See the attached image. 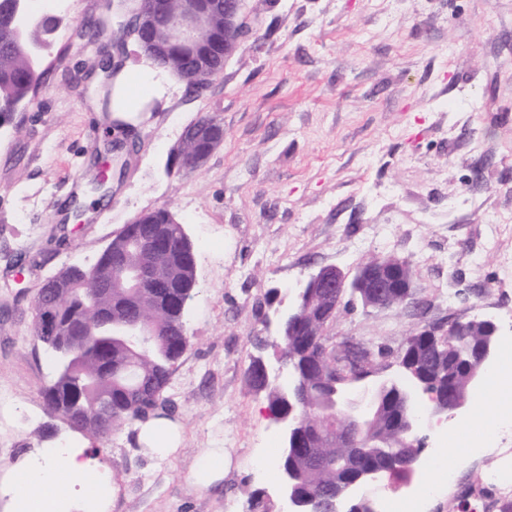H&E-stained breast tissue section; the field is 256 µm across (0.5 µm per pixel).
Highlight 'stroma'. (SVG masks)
<instances>
[{"label":"stroma","mask_w":512,"mask_h":512,"mask_svg":"<svg viewBox=\"0 0 512 512\" xmlns=\"http://www.w3.org/2000/svg\"><path fill=\"white\" fill-rule=\"evenodd\" d=\"M61 15L34 102L0 128V396L11 400L0 408V487L19 463L71 442L107 471L108 512H242L255 493L280 512L283 441L246 372L257 357L276 363L275 309L323 265L351 275L369 256L402 257L425 310L342 307L334 340L396 350L421 326L476 317L512 339V0H273L247 10L250 32L207 90L170 77L118 126L97 69L111 11L69 0ZM203 113L221 122L224 142L198 170H180L174 151ZM91 118L134 150L111 198L68 224L96 148ZM162 206L185 226L197 277L191 341L165 391L180 451L151 457L139 429L100 441L47 406L55 368L34 334V299L46 279L93 265L124 224ZM458 424L428 428L441 463L419 478L449 468L476 483L496 465L512 483L511 463L463 452ZM209 448L228 462L198 491L191 470Z\"/></svg>","instance_id":"obj_1"}]
</instances>
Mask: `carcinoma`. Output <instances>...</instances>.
<instances>
[{
  "instance_id": "cac0c4a2",
  "label": "carcinoma",
  "mask_w": 512,
  "mask_h": 512,
  "mask_svg": "<svg viewBox=\"0 0 512 512\" xmlns=\"http://www.w3.org/2000/svg\"><path fill=\"white\" fill-rule=\"evenodd\" d=\"M16 0H0V127L13 119V105L23 99L34 81L42 79L44 72L38 69L34 57L25 46L43 44L54 34L56 24L30 29L17 40L13 32L16 22L14 12L26 10L25 4L15 5ZM154 38L168 45L163 55L153 56L160 67L172 72L195 70L193 60L175 47L176 36L166 26L160 25ZM194 249L184 225L174 221L166 207L144 214L140 223L126 224L116 232L112 241L99 256L107 265L140 263L144 266L151 296L132 301L124 288L112 289V296L101 297L82 310L83 320L93 331L85 344L76 348L61 361V371L44 390L45 401L57 411L75 431L89 437L101 434L93 421L85 414L103 413V403L112 407V430L132 426L151 416L162 417L158 410L167 407L164 391L176 362L190 343L184 321V312L193 297L196 275L192 266ZM58 297L53 315L64 319L72 308L66 289L80 288L87 294L95 292V282L85 274V269L69 266L51 277ZM108 309L112 320L143 319L150 324L155 335L121 336L119 328L105 324L102 309ZM42 300L35 301V332L37 339L52 355L62 348L60 337L44 333ZM321 344L311 353L304 348L305 337L288 334L279 336L277 347L285 358L284 367L301 384L303 395L297 396L288 384L267 379L253 360L247 369V377L254 389L266 394L271 413L277 414L293 408L300 415L302 437L299 447H284L276 460L278 472H297L296 493L316 502L321 512L333 507L336 490L348 479L379 469L380 478L398 481L404 478L399 461L389 448H367L357 455L350 469L338 471L326 464L346 452L339 446L336 435L321 436L317 433V421L307 415L308 406L326 398L336 385V376L343 378L354 372L355 361L362 367L375 369L382 365L393 351L383 344H367L359 358L345 352L336 357L334 351ZM496 340L488 337L482 327L468 329L464 334L443 337L439 347H434L422 336L406 337L400 351L408 360L407 368L400 370L396 379L377 388L383 405V421L380 429L389 427L393 415H401L398 391L411 385L418 373L431 387L442 390L452 386L470 399L475 390L468 382L469 351L477 345Z\"/></svg>"
}]
</instances>
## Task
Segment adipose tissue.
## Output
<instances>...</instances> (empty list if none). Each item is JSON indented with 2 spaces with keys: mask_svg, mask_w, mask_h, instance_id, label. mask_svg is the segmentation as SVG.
<instances>
[{
  "mask_svg": "<svg viewBox=\"0 0 512 512\" xmlns=\"http://www.w3.org/2000/svg\"><path fill=\"white\" fill-rule=\"evenodd\" d=\"M102 474L85 456L83 448L72 445L59 449L48 464L32 463L15 484L19 512H56L61 501L73 493L88 491L95 508H103L104 495L98 494L97 483Z\"/></svg>",
  "mask_w": 512,
  "mask_h": 512,
  "instance_id": "1",
  "label": "adipose tissue"
}]
</instances>
